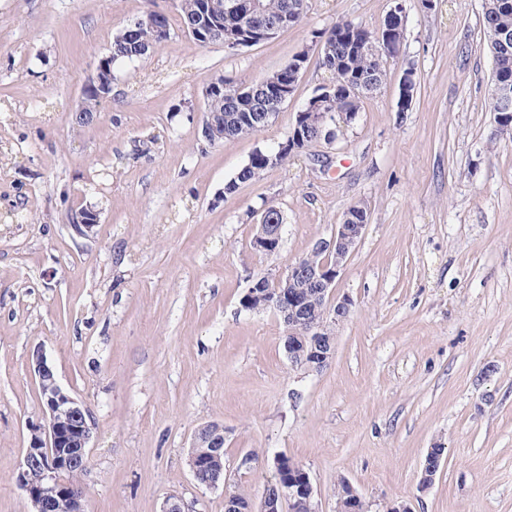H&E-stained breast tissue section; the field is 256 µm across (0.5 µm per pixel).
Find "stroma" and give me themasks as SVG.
<instances>
[{
    "label": "stroma",
    "instance_id": "35a3bbf8",
    "mask_svg": "<svg viewBox=\"0 0 512 512\" xmlns=\"http://www.w3.org/2000/svg\"><path fill=\"white\" fill-rule=\"evenodd\" d=\"M178 4L0 0V512H32L18 472L41 414L39 348L92 416L87 512H160L173 494L224 512L228 487L257 505L281 456L308 469L320 512H336L343 478L371 512H512V137L491 136L482 0H405L400 54L339 139L229 196L332 76L309 58L268 127L220 145L202 134L206 87L251 84L338 20L375 28L393 2L307 0L301 23L234 55L196 44ZM150 9L168 14V40L115 66L108 98L76 123L114 35ZM265 202L285 218L271 256L253 247ZM355 204L368 225L336 281L352 305L335 354L293 369L277 317L241 299ZM86 206L99 221L82 235L70 216ZM209 422L224 426L222 489L188 465ZM303 149V144H297V148L293 150L285 149L279 157L276 158V162L270 168L266 169L265 156L269 155L267 149L258 148L253 151V153L249 156L248 161L240 168L237 172L236 176L225 183L224 185V193L225 195H232L238 189L239 184L246 183L252 180L259 178L265 171L281 165L288 158L294 154L298 153V151Z\"/></svg>",
    "mask_w": 512,
    "mask_h": 512
}]
</instances>
